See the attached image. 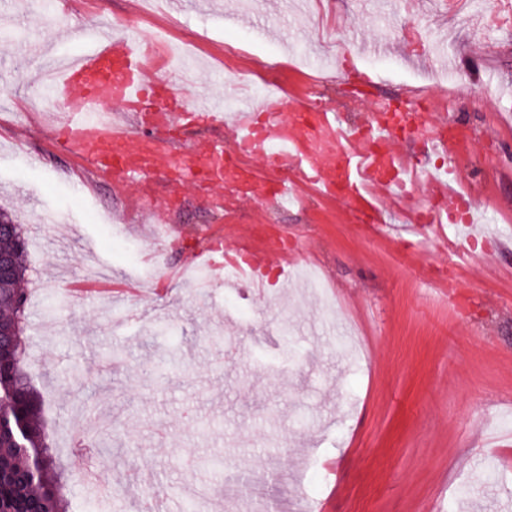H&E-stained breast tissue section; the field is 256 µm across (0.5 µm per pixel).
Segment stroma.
Wrapping results in <instances>:
<instances>
[{"label":"stroma","instance_id":"stroma-1","mask_svg":"<svg viewBox=\"0 0 512 512\" xmlns=\"http://www.w3.org/2000/svg\"><path fill=\"white\" fill-rule=\"evenodd\" d=\"M42 0H0V209L28 233L32 270L25 366L44 401L52 456L71 512H138L145 487L167 490L169 512H295L326 500L328 512H512V461L485 479V437L512 446V21L486 24L501 0H52L51 25L34 22ZM428 29L427 53L407 41ZM128 25L168 30L189 43L201 79L184 86L204 107L206 73L288 64L281 77L302 103L336 102L347 124L355 101L404 103L435 96L434 79L466 91L447 109L478 141L469 164L474 199L498 225L465 258H447L415 235L395 244L338 218L316 196L268 203L232 218L202 209L186 189L173 238L146 245L139 227L116 222L125 202L97 187L25 115L51 109L26 78L21 48L66 56ZM328 36L346 38L315 85L307 56ZM378 52L359 48L361 40ZM287 233L319 269L334 303L301 280L216 286L199 301L186 282L166 302L145 293L165 267L224 221ZM157 255L144 261L145 247ZM105 271L127 298L78 295L71 280ZM111 420L112 454L100 467L112 487L99 496L81 481L98 447L88 424ZM236 472L234 491L224 486ZM337 488H328L329 479Z\"/></svg>","mask_w":512,"mask_h":512}]
</instances>
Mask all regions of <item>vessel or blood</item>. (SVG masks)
I'll list each match as a JSON object with an SVG mask.
<instances>
[{
    "instance_id": "obj_1",
    "label": "vessel or blood",
    "mask_w": 512,
    "mask_h": 512,
    "mask_svg": "<svg viewBox=\"0 0 512 512\" xmlns=\"http://www.w3.org/2000/svg\"><path fill=\"white\" fill-rule=\"evenodd\" d=\"M50 92L64 104L47 132L61 152L77 160L95 181L112 183L132 204L155 198L157 159H143L132 143L140 134L151 137L172 127L204 121L222 131L221 139L190 145L179 165L167 167L172 189L153 211V222L166 228L178 207V188L200 175L220 191H230L234 205L273 200L285 205L305 188L315 187L338 204L341 221L366 224L388 238L390 210L408 213L425 206L440 230L437 250L463 251L462 240L449 238L447 225H482L473 205L456 187L465 178L474 150L471 134L449 125L439 112L415 113L428 133L429 146L448 154L447 166L428 170L398 147V121L376 107L364 112L357 128L345 126L330 105L303 107L295 93L270 92L261 104L242 99L235 111L212 97L205 109L189 105L157 70L147 37L125 29L61 62ZM262 159L275 177L266 181L239 173L241 155ZM211 268H242L255 292L266 271L288 277L302 258L289 250L287 237L252 225L235 250L215 240L203 251Z\"/></svg>"
}]
</instances>
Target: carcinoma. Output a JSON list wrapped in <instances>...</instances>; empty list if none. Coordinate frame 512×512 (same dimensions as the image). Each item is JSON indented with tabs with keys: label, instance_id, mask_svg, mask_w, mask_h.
I'll list each match as a JSON object with an SVG mask.
<instances>
[{
	"label": "carcinoma",
	"instance_id": "obj_1",
	"mask_svg": "<svg viewBox=\"0 0 512 512\" xmlns=\"http://www.w3.org/2000/svg\"><path fill=\"white\" fill-rule=\"evenodd\" d=\"M0 250L13 259L12 275L0 281V329L16 334L0 350V512H63L64 497L49 456L50 432L43 401L24 370L23 334L28 316L27 238L22 225L0 210Z\"/></svg>",
	"mask_w": 512,
	"mask_h": 512
}]
</instances>
